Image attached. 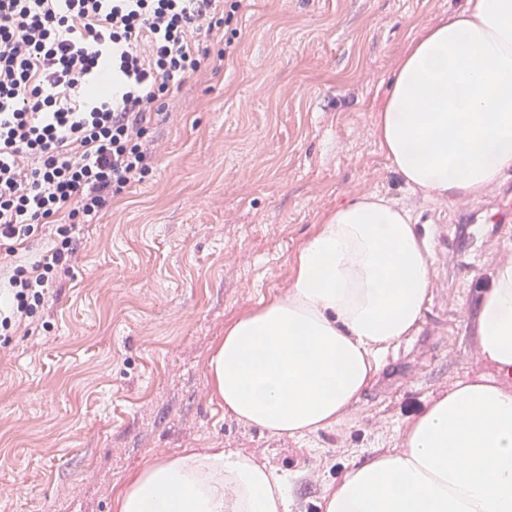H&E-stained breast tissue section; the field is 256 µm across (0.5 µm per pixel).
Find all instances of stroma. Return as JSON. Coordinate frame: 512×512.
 Returning a JSON list of instances; mask_svg holds the SVG:
<instances>
[{"label":"stroma","instance_id":"obj_1","mask_svg":"<svg viewBox=\"0 0 512 512\" xmlns=\"http://www.w3.org/2000/svg\"><path fill=\"white\" fill-rule=\"evenodd\" d=\"M466 0H252L230 66L156 116L146 180L85 233L44 328L0 362V512H110L134 470L224 448L287 475L313 512L352 466L402 449L459 380L488 374L476 320L512 223L406 186L377 116L413 41ZM377 194L409 213L432 257L416 327L338 424L273 437L225 412L207 360L225 329L286 295L293 257L336 207Z\"/></svg>","mask_w":512,"mask_h":512}]
</instances>
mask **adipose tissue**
<instances>
[{"instance_id": "adipose-tissue-1", "label": "adipose tissue", "mask_w": 512, "mask_h": 512, "mask_svg": "<svg viewBox=\"0 0 512 512\" xmlns=\"http://www.w3.org/2000/svg\"><path fill=\"white\" fill-rule=\"evenodd\" d=\"M406 185L481 195L512 169V0H467L402 60L377 117ZM432 260L381 196L336 208L294 259L287 295L240 317L207 362L226 411L273 436L341 421L378 354L419 322ZM478 353L495 376L459 380L413 422L401 451L346 471L322 512H512V261L482 295ZM287 480L221 448L128 475L113 512H290Z\"/></svg>"}]
</instances>
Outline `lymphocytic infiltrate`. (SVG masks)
Returning <instances> with one entry per match:
<instances>
[{
	"label": "lymphocytic infiltrate",
	"instance_id": "f902f5d3",
	"mask_svg": "<svg viewBox=\"0 0 512 512\" xmlns=\"http://www.w3.org/2000/svg\"><path fill=\"white\" fill-rule=\"evenodd\" d=\"M248 0H0V348L32 322L82 233L153 170L169 94L223 72ZM51 246L37 260L31 240Z\"/></svg>",
	"mask_w": 512,
	"mask_h": 512
}]
</instances>
